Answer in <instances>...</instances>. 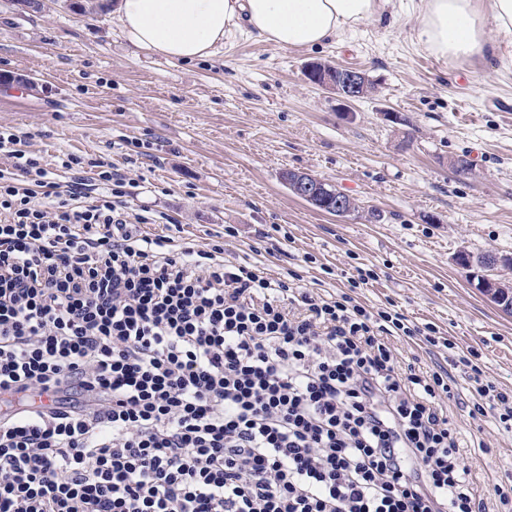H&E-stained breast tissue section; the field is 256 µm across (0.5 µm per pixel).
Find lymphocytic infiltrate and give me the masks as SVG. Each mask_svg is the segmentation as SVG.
Instances as JSON below:
<instances>
[{"label":"lymphocytic infiltrate","mask_w":512,"mask_h":512,"mask_svg":"<svg viewBox=\"0 0 512 512\" xmlns=\"http://www.w3.org/2000/svg\"><path fill=\"white\" fill-rule=\"evenodd\" d=\"M0 131V512H486L431 325L151 236ZM470 366L469 413L512 427Z\"/></svg>","instance_id":"obj_1"}]
</instances>
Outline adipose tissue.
<instances>
[{
  "mask_svg": "<svg viewBox=\"0 0 512 512\" xmlns=\"http://www.w3.org/2000/svg\"><path fill=\"white\" fill-rule=\"evenodd\" d=\"M418 39L448 62L499 46L487 27L512 32V0H420ZM383 0H117L114 13L135 49L192 62L210 58L241 23L281 48L309 49L375 18Z\"/></svg>",
  "mask_w": 512,
  "mask_h": 512,
  "instance_id": "ef3b65f1",
  "label": "adipose tissue"
}]
</instances>
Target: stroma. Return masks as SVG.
Listing matches in <instances>:
<instances>
[{
	"label": "stroma",
	"mask_w": 512,
	"mask_h": 512,
	"mask_svg": "<svg viewBox=\"0 0 512 512\" xmlns=\"http://www.w3.org/2000/svg\"><path fill=\"white\" fill-rule=\"evenodd\" d=\"M77 2L36 10L0 0V74L15 77L0 84V126L57 182L72 177L64 155L82 158L89 184L105 158L127 175L131 210L171 215L198 244L222 241L232 263H259L271 278L291 271L332 293L368 272L354 290L361 303L395 307L444 341L396 340L400 363L450 368L455 352L471 350L484 380L512 391V315L457 261L512 257V34L488 27L500 55L451 64L419 43V0H387L383 18L318 48H279L241 30L186 63L133 51L112 12ZM312 61L362 69L376 91L343 111L306 79ZM463 155L473 164L465 177L449 165ZM288 169L334 185L359 212L338 218L296 198L280 178ZM443 410L462 444L477 434L487 443L469 465L498 512L495 486L512 485V433L464 405Z\"/></svg>",
	"instance_id": "1"
}]
</instances>
